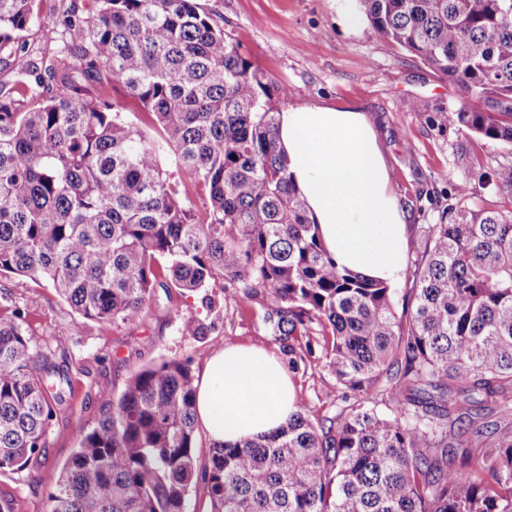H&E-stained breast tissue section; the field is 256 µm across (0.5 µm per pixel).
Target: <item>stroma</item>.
Instances as JSON below:
<instances>
[{
  "instance_id": "1",
  "label": "stroma",
  "mask_w": 512,
  "mask_h": 512,
  "mask_svg": "<svg viewBox=\"0 0 512 512\" xmlns=\"http://www.w3.org/2000/svg\"><path fill=\"white\" fill-rule=\"evenodd\" d=\"M200 11L223 24L267 78L288 90L279 110L329 108L361 113L387 174L386 193L397 204L406 232L403 264H411L422 226L435 223L448 191L468 182L492 207L512 210V196L466 181L454 163L469 141L449 131L442 116L461 104L458 92L419 59L374 36L356 0H197ZM475 149V148H472ZM483 170L512 160V144L475 149ZM13 302L28 312L38 344L66 348L72 356L65 411L55 421L42 463L34 470L0 472V499L13 512H45L46 494L60 469L102 413L141 367L163 359L187 362L201 376L209 356L230 344L253 345L288 361V346L263 320L259 301H242L220 287L191 295L156 290L144 321L118 329L79 319L45 282L0 277ZM205 325L184 330L185 319ZM296 399L313 417H335L342 408L336 379L324 360L291 371Z\"/></svg>"
}]
</instances>
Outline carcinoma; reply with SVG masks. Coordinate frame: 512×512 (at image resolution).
<instances>
[{"mask_svg": "<svg viewBox=\"0 0 512 512\" xmlns=\"http://www.w3.org/2000/svg\"><path fill=\"white\" fill-rule=\"evenodd\" d=\"M0 0V275L48 283L85 320L139 324L157 288L263 300L345 403L277 433L195 444V377L136 372L86 433L47 512H512V211L454 186L422 228L402 313L338 266L278 141L274 85L195 0H93L36 25ZM370 29L455 85L464 139L512 143V0H357ZM139 101L156 133L92 83ZM468 177L512 193V164ZM202 205L183 200L186 184ZM70 384L64 349L0 314V471L40 463ZM385 409H378L379 405Z\"/></svg>", "mask_w": 512, "mask_h": 512, "instance_id": "obj_1", "label": "carcinoma"}]
</instances>
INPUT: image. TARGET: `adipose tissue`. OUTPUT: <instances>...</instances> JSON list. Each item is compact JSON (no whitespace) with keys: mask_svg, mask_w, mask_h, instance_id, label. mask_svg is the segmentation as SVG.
<instances>
[{"mask_svg":"<svg viewBox=\"0 0 512 512\" xmlns=\"http://www.w3.org/2000/svg\"><path fill=\"white\" fill-rule=\"evenodd\" d=\"M278 134L338 265L386 282L399 280L404 226L386 194V173L363 117L296 109L280 114ZM295 410L284 364L261 347L229 345L215 352L197 383L196 421L215 445L276 433Z\"/></svg>","mask_w":512,"mask_h":512,"instance_id":"ef3b65f1","label":"adipose tissue"}]
</instances>
